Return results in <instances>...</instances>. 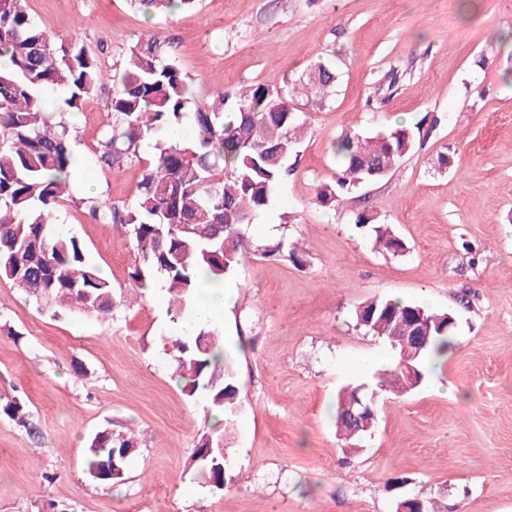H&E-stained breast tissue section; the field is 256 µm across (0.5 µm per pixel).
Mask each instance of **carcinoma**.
Listing matches in <instances>:
<instances>
[{
    "label": "carcinoma",
    "mask_w": 512,
    "mask_h": 512,
    "mask_svg": "<svg viewBox=\"0 0 512 512\" xmlns=\"http://www.w3.org/2000/svg\"><path fill=\"white\" fill-rule=\"evenodd\" d=\"M27 0H0V278L27 298L50 302L55 311L109 315L122 292L91 265L82 245L53 228L55 213L68 194L73 131L63 113L47 107L43 94L60 91L62 107L78 112L106 85L98 58L81 47L48 35L24 9ZM150 13L190 10L198 0H132ZM336 73L319 64L298 82L256 84L229 96L222 91L197 100L163 41L148 34L126 52L112 76V122L100 144L96 163L102 169L141 161V142H155L131 205L118 207L99 199L87 204L96 224L125 229L134 253L129 277L144 288L149 276L161 277L169 293L172 321L181 319L200 297V281L231 275L252 248L242 233L254 214L271 203L286 181L285 161L297 155L305 112L299 103L321 104L333 91ZM192 134L178 144L166 140L173 126ZM421 125H397L374 135L345 131L332 146L336 179L316 186L315 201L334 207L358 186L384 178L414 148ZM356 226L372 227L380 251L399 254L404 242L365 212ZM265 251L300 265L303 253L284 236ZM354 327L386 340L396 359L378 374L377 387L398 396L403 377V340L423 338L411 365L417 383L426 360L448 353L455 327L448 313L401 300L374 298L354 312ZM171 352L182 391L190 398L204 393L212 411L224 416L222 428L200 433L193 459L195 479L214 495L233 481L224 435L238 411L236 371L224 349L221 330L203 327L193 337L172 341ZM364 386L346 387L337 396L334 419L339 437L354 447L371 433L376 418L362 428L345 420V410L361 400L372 404ZM4 415L34 433L24 405L0 395ZM138 448L133 431L97 432L89 442L87 470L103 487L122 481L127 458ZM410 510L443 512L431 497H405Z\"/></svg>",
    "instance_id": "obj_1"
}]
</instances>
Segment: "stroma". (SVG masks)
<instances>
[{
    "mask_svg": "<svg viewBox=\"0 0 512 512\" xmlns=\"http://www.w3.org/2000/svg\"><path fill=\"white\" fill-rule=\"evenodd\" d=\"M26 9L111 72L141 36L161 35L201 99L293 81L319 62L338 79L328 101L306 109L267 224L244 228L253 247L231 276L223 323L239 386L226 437L235 479L218 495L193 477L211 412L205 396L183 393L163 349L174 327L167 294L132 298L123 228L91 223L82 202L91 193L131 203L144 167L94 163L111 86L69 114L88 167L55 228L131 301L104 318L57 314L0 279V393L19 397L30 422L0 417V512H45L51 501L63 512H395L408 496L437 498L445 512H512V0H199L156 16L128 0H27ZM399 114L441 122L392 174L338 207L315 205L341 132L374 134ZM363 211L405 252L375 249L355 225ZM283 234L303 244L304 265L263 255ZM376 297L452 313L456 348L441 366L443 392L376 394L378 424L347 453L331 405L341 388L375 380L345 361L368 348L394 356L352 325ZM106 428L139 443L109 489L84 464L89 437Z\"/></svg>",
    "mask_w": 512,
    "mask_h": 512,
    "instance_id": "stroma-1",
    "label": "stroma"
}]
</instances>
